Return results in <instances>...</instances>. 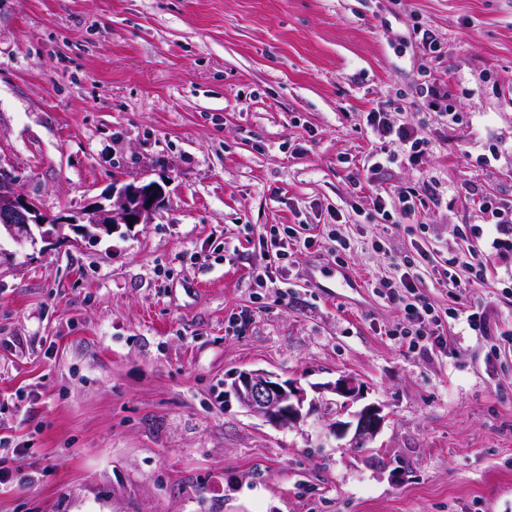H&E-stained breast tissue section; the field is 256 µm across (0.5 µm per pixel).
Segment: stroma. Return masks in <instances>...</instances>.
Listing matches in <instances>:
<instances>
[{"label":"stroma","instance_id":"stroma-1","mask_svg":"<svg viewBox=\"0 0 512 512\" xmlns=\"http://www.w3.org/2000/svg\"><path fill=\"white\" fill-rule=\"evenodd\" d=\"M429 76L458 123L421 97ZM388 100L433 150L377 181L446 195L426 232L351 210ZM0 162L50 216L121 178L165 190L146 224L0 237V512H512V302L426 283L495 333L450 319L447 346L412 350L372 288L417 245L460 248L462 185L512 199V0H0ZM270 224L316 244L260 288ZM251 369L355 376L385 424L358 450L316 414L272 426L227 394Z\"/></svg>","mask_w":512,"mask_h":512}]
</instances>
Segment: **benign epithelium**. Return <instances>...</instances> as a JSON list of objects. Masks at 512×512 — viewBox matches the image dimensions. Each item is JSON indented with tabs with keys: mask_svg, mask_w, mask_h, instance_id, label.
Returning a JSON list of instances; mask_svg holds the SVG:
<instances>
[{
	"mask_svg": "<svg viewBox=\"0 0 512 512\" xmlns=\"http://www.w3.org/2000/svg\"><path fill=\"white\" fill-rule=\"evenodd\" d=\"M163 189L155 182L117 181L112 184L108 203L90 208L68 209L55 217L43 213L37 202L22 193L11 171L0 164V232L18 242H35L31 226L42 229V237H63L64 226L91 224L107 225L112 229L121 224H147L162 201ZM318 394L336 396L337 420L329 423V430L337 437L352 434L349 445L363 446L375 440L385 416L381 406L367 404L358 410L351 407L361 398V386L356 379L343 375L335 382L317 387ZM231 391L247 411L272 425L283 422L298 423L314 414L326 398L307 400L306 390L296 380L283 381L277 375L257 369L242 371L231 384ZM347 415L349 420L340 417Z\"/></svg>",
	"mask_w": 512,
	"mask_h": 512,
	"instance_id": "1",
	"label": "benign epithelium"
}]
</instances>
